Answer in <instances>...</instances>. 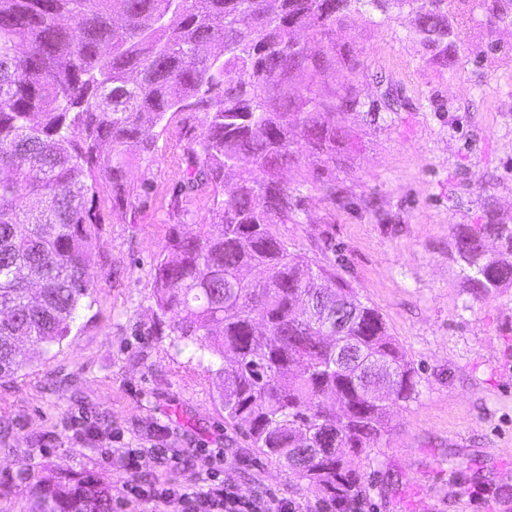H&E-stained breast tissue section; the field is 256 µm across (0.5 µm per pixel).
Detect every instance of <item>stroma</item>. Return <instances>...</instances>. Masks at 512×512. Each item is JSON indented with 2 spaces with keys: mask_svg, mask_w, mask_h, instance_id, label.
Listing matches in <instances>:
<instances>
[{
  "mask_svg": "<svg viewBox=\"0 0 512 512\" xmlns=\"http://www.w3.org/2000/svg\"><path fill=\"white\" fill-rule=\"evenodd\" d=\"M469 36L476 52L446 71L409 12L337 30L339 51L361 53L357 88L379 117L345 119L357 144L333 172L344 206L314 183L297 223L277 227L378 310L419 376L418 398L392 408L390 435L363 454L360 512H512L495 492L512 486V286L473 299L453 258L457 225L512 224V28ZM203 118L174 116L153 156L133 160L130 182L150 193L102 226L88 306L60 347L0 381V512H28L36 482L63 469L113 490L158 477L194 486L204 458L225 485L300 512L318 503L225 421L191 350L157 325L152 264L182 179L180 134H199Z\"/></svg>",
  "mask_w": 512,
  "mask_h": 512,
  "instance_id": "1",
  "label": "stroma"
}]
</instances>
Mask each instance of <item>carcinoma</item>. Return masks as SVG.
Masks as SVG:
<instances>
[{
  "mask_svg": "<svg viewBox=\"0 0 512 512\" xmlns=\"http://www.w3.org/2000/svg\"><path fill=\"white\" fill-rule=\"evenodd\" d=\"M413 14V35L437 67L471 52L469 24L512 27V0H0V381L31 364L25 336L47 353L71 332L92 285L87 269L108 211L133 204L134 153L179 112L205 115L179 157L168 240L153 265L158 320L200 352L224 416L251 447L299 474L320 499L354 512L360 457L389 436V407L418 394L416 372L380 314L335 270L288 248L300 187L319 181L333 204L336 153L354 131L336 120L365 103L358 54L336 49L354 14ZM351 74L316 93L329 71ZM302 134L324 154L309 172ZM302 180L291 187L283 170ZM234 188L225 192L228 181ZM208 217L184 230L188 204ZM456 255L470 294L512 282L511 224H460ZM260 268L261 281L242 272ZM339 327L323 339L327 319ZM334 397L341 417L327 404ZM34 512H112L105 486L61 472L37 485Z\"/></svg>",
  "mask_w": 512,
  "mask_h": 512,
  "instance_id": "carcinoma-1",
  "label": "carcinoma"
}]
</instances>
